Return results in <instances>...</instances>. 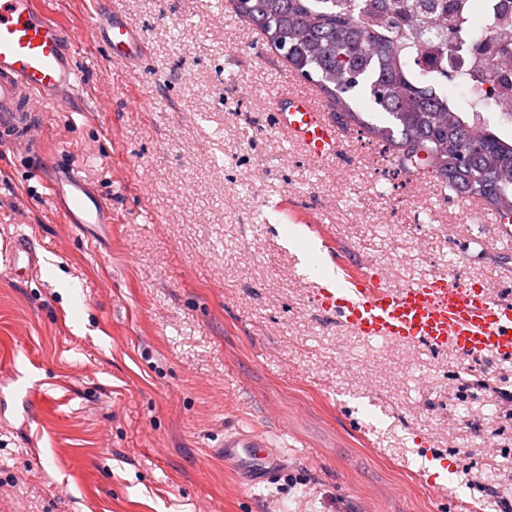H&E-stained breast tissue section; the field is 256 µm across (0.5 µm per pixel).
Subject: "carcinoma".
Segmentation results:
<instances>
[{
  "mask_svg": "<svg viewBox=\"0 0 512 512\" xmlns=\"http://www.w3.org/2000/svg\"><path fill=\"white\" fill-rule=\"evenodd\" d=\"M264 34L288 68L312 82L335 118L392 150L402 170L474 196L499 218L512 214V141L483 112L448 99V57L468 35L448 0H228ZM486 42L507 32L483 4ZM366 98L380 122L355 111Z\"/></svg>",
  "mask_w": 512,
  "mask_h": 512,
  "instance_id": "carcinoma-1",
  "label": "carcinoma"
}]
</instances>
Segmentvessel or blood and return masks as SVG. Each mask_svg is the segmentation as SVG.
Returning <instances> with one entry per match:
<instances>
[{
  "instance_id": "obj_1",
  "label": "vessel or blood",
  "mask_w": 512,
  "mask_h": 512,
  "mask_svg": "<svg viewBox=\"0 0 512 512\" xmlns=\"http://www.w3.org/2000/svg\"><path fill=\"white\" fill-rule=\"evenodd\" d=\"M105 46L122 66L144 61L146 38L119 16L93 14L85 33L69 29L40 9L36 0H0V150L40 149V112L71 106L84 92L75 61L81 39ZM277 126L297 140L316 162L336 156L341 140L335 124L312 93L283 94L274 102ZM46 186L69 224H108L109 205L70 169ZM0 263L35 271L40 258L27 234H17ZM324 310L370 339L452 349L469 358L512 359V301L493 296L482 284L435 272L419 281L391 286L379 275L345 277L339 288L320 292ZM267 432L225 429L216 452L251 485L275 483L284 461Z\"/></svg>"
}]
</instances>
